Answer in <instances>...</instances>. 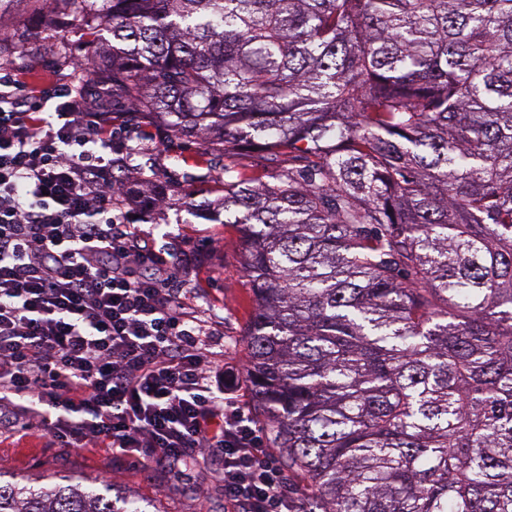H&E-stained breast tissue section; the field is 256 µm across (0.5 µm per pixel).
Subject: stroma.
I'll list each match as a JSON object with an SVG mask.
<instances>
[{"instance_id":"stroma-1","label":"stroma","mask_w":512,"mask_h":512,"mask_svg":"<svg viewBox=\"0 0 512 512\" xmlns=\"http://www.w3.org/2000/svg\"><path fill=\"white\" fill-rule=\"evenodd\" d=\"M38 9L37 0H30L9 14L10 40L24 39L36 45L30 52L7 51L9 62L26 69L28 82L38 88L80 85L81 72L63 53L77 43V14L69 13L63 25L43 30L36 26ZM125 147L124 162L115 167V174L147 179L165 190L164 205L138 211L134 226L148 232L156 248L195 258L203 265L188 302L202 319L219 325L215 352L223 353L225 362H245L251 291L241 265L240 234L233 225L194 214L189 201L214 190L225 169L258 173L272 163L256 150L228 158L222 165L206 161L200 140L175 138L159 125L152 127L147 137L141 136L139 129H131ZM216 468L214 458L198 461L194 476L207 486L206 494L201 495L188 476L171 471L137 474L102 448L77 453L60 444L48 447L45 439L36 435L21 438L10 430L0 431V481L99 480L112 493L138 500L150 512H228L224 493L212 477Z\"/></svg>"}]
</instances>
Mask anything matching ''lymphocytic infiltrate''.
Here are the masks:
<instances>
[{"label":"lymphocytic infiltrate","instance_id":"obj_1","mask_svg":"<svg viewBox=\"0 0 512 512\" xmlns=\"http://www.w3.org/2000/svg\"><path fill=\"white\" fill-rule=\"evenodd\" d=\"M108 112L0 66V410L21 431L129 469L219 462L238 512H293L276 453L239 407L245 368L212 349L183 256L126 222L153 206L112 176Z\"/></svg>","mask_w":512,"mask_h":512}]
</instances>
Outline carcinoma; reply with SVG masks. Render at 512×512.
<instances>
[{"label": "carcinoma", "instance_id": "carcinoma-1", "mask_svg": "<svg viewBox=\"0 0 512 512\" xmlns=\"http://www.w3.org/2000/svg\"><path fill=\"white\" fill-rule=\"evenodd\" d=\"M81 4L89 87L224 180L255 405L305 512H512V0ZM0 512H150L0 482Z\"/></svg>", "mask_w": 512, "mask_h": 512}]
</instances>
